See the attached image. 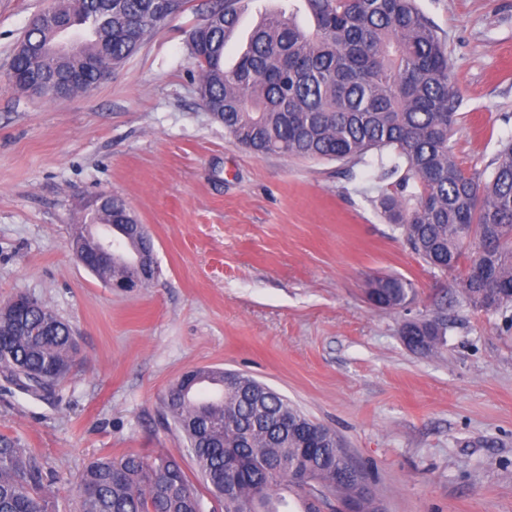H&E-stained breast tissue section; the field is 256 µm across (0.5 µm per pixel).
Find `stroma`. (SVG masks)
<instances>
[{"label": "stroma", "mask_w": 512, "mask_h": 512, "mask_svg": "<svg viewBox=\"0 0 512 512\" xmlns=\"http://www.w3.org/2000/svg\"><path fill=\"white\" fill-rule=\"evenodd\" d=\"M208 0L157 26L109 81L75 97L22 92L14 50L47 0H0V303L27 293L81 338L53 395L0 380V435L53 476L57 512L98 457L195 464L165 398L186 371L250 375L345 441L380 512H512V329L466 305L424 355L404 321L448 290L386 223L378 157L343 165L257 155L200 104L187 33ZM441 37L462 169L489 176L512 143V0H416ZM108 193L148 229L160 274L131 292L79 264L85 205ZM416 294L384 310L369 282Z\"/></svg>", "instance_id": "obj_1"}]
</instances>
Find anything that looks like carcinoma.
Listing matches in <instances>:
<instances>
[{
    "instance_id": "cac0c4a2",
    "label": "carcinoma",
    "mask_w": 512,
    "mask_h": 512,
    "mask_svg": "<svg viewBox=\"0 0 512 512\" xmlns=\"http://www.w3.org/2000/svg\"><path fill=\"white\" fill-rule=\"evenodd\" d=\"M240 0H217L188 34L205 109L224 118L225 133L257 153L356 165L371 151L391 153L377 180L395 179L376 202L412 253L451 274L464 303L497 314L512 328V145L483 178L455 161L450 137L455 98L448 55L415 0H301L265 16L230 68L224 47L238 25ZM186 0H57L55 19L32 20L35 45L17 56L14 82L42 95L96 87L102 65L117 67ZM97 23L75 49L52 51L82 17ZM412 191H407L408 185ZM90 221L132 224L125 203L105 196ZM412 283H369L368 300L403 307ZM407 346L430 354L444 344L448 320L435 312L407 320ZM79 351L74 329L38 301L17 320L0 315V376L36 397L51 395ZM199 371L186 389L172 386L167 409L183 434L200 485L169 455L102 457L77 488L80 512H201L200 489L222 512H317L331 500L352 512H378L369 478L335 431L304 415L273 389L239 373L219 380L222 397L200 396ZM0 512H56L37 458L0 437Z\"/></svg>"
}]
</instances>
